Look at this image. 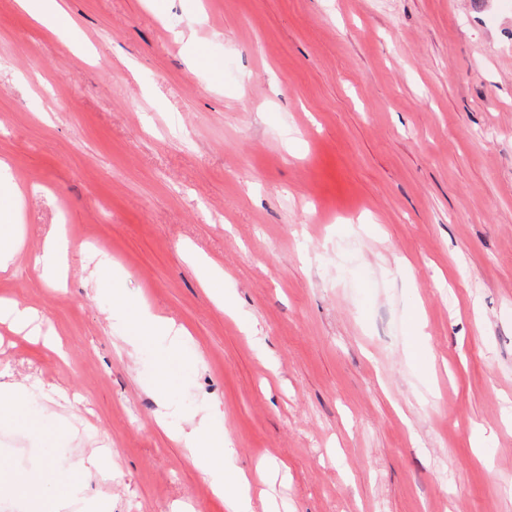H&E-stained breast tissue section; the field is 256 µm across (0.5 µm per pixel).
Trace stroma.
<instances>
[{
  "label": "stroma",
  "mask_w": 512,
  "mask_h": 512,
  "mask_svg": "<svg viewBox=\"0 0 512 512\" xmlns=\"http://www.w3.org/2000/svg\"><path fill=\"white\" fill-rule=\"evenodd\" d=\"M64 3L0 0V297L65 350L0 324V512H51V456L67 512H224L174 439L203 421L279 512H512V6ZM96 266L183 335L127 353ZM22 6L33 13L35 17L55 28H65L69 19L57 0H21ZM40 1V2H31ZM68 242L62 233L48 239L40 252L34 253L30 262L34 269L52 283L60 281L62 262L67 254Z\"/></svg>",
  "instance_id": "stroma-1"
}]
</instances>
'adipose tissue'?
Wrapping results in <instances>:
<instances>
[{
    "label": "adipose tissue",
    "mask_w": 512,
    "mask_h": 512,
    "mask_svg": "<svg viewBox=\"0 0 512 512\" xmlns=\"http://www.w3.org/2000/svg\"><path fill=\"white\" fill-rule=\"evenodd\" d=\"M197 470L215 495L223 497L225 512H248L253 485L249 477L236 468L229 438L202 426L178 434Z\"/></svg>",
    "instance_id": "ef3b65f1"
}]
</instances>
